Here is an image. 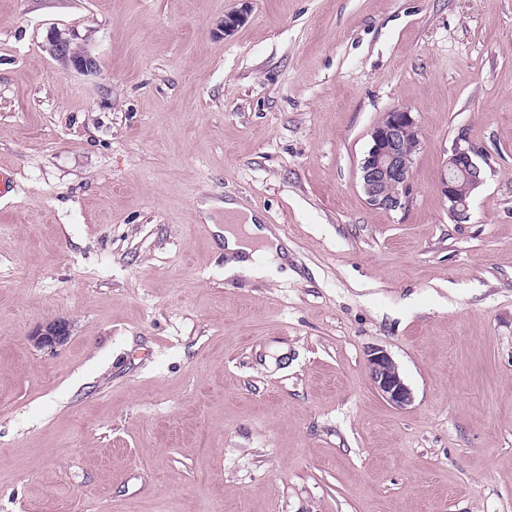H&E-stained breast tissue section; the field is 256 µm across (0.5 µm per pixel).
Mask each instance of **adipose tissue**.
<instances>
[{
	"instance_id": "ef3b65f1",
	"label": "adipose tissue",
	"mask_w": 512,
	"mask_h": 512,
	"mask_svg": "<svg viewBox=\"0 0 512 512\" xmlns=\"http://www.w3.org/2000/svg\"><path fill=\"white\" fill-rule=\"evenodd\" d=\"M201 209L206 214L221 209L226 215L244 223L243 229L228 227L223 231L228 273L242 274L254 279L275 274L287 251L284 240L275 227L260 224L252 212L230 199L206 201Z\"/></svg>"
}]
</instances>
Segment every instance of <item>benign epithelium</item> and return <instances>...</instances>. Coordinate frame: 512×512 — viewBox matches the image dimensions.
<instances>
[{
  "instance_id": "1",
  "label": "benign epithelium",
  "mask_w": 512,
  "mask_h": 512,
  "mask_svg": "<svg viewBox=\"0 0 512 512\" xmlns=\"http://www.w3.org/2000/svg\"><path fill=\"white\" fill-rule=\"evenodd\" d=\"M243 8L224 15V35L229 36L247 20ZM54 55L66 69L81 74H93L97 60L84 47L56 32L51 38ZM371 144L361 165V185L370 205L393 210L405 205L411 190L414 153L421 145V130L412 110L399 106L386 113L383 121L371 133ZM481 155L478 147L457 142L451 149L441 174V190L448 199L450 210L462 223L468 218V199L484 182V172L476 163ZM68 324L50 320L29 335L38 348H56L68 339ZM367 368L376 392L393 407L407 409L413 394L401 378L391 356L381 348L369 351Z\"/></svg>"
}]
</instances>
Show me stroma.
Segmentation results:
<instances>
[{
	"mask_svg": "<svg viewBox=\"0 0 512 512\" xmlns=\"http://www.w3.org/2000/svg\"><path fill=\"white\" fill-rule=\"evenodd\" d=\"M397 106L385 210L360 167ZM0 170V512H512V0H0ZM227 197L277 279L225 277ZM75 35L63 36L59 31L51 38L54 55L63 62L67 70L81 74H93L98 69L97 60L84 47L74 42ZM361 165V185L371 206L385 210L405 205L411 190L414 153L421 130L412 110L399 106L387 112L371 133ZM481 155L478 147L456 142L451 149L441 174V190L448 199L450 210L462 224L468 218V199L484 182V172L476 163ZM68 324L62 320H50L29 335L31 344L38 348H56L68 339ZM367 368L376 392L396 409H407L413 403V394L401 378L391 356L381 348L369 351Z\"/></svg>",
	"mask_w": 512,
	"mask_h": 512,
	"instance_id": "35a3bbf8",
	"label": "stroma"
}]
</instances>
